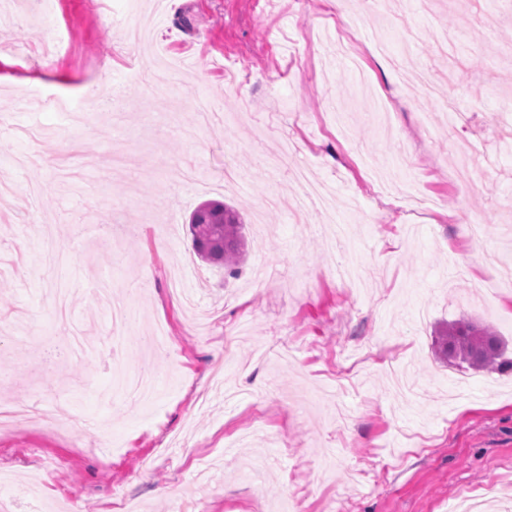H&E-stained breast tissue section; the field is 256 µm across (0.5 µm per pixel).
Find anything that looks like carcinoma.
I'll use <instances>...</instances> for the list:
<instances>
[{
  "instance_id": "obj_1",
  "label": "carcinoma",
  "mask_w": 512,
  "mask_h": 512,
  "mask_svg": "<svg viewBox=\"0 0 512 512\" xmlns=\"http://www.w3.org/2000/svg\"><path fill=\"white\" fill-rule=\"evenodd\" d=\"M190 225L199 257L224 268L229 276L237 275L245 253L238 214L221 202H206L193 211ZM441 345L444 355L454 359V366L512 372V359L504 357L499 340L487 328L463 321L453 323L443 331Z\"/></svg>"
}]
</instances>
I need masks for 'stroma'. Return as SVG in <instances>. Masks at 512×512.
<instances>
[{
    "mask_svg": "<svg viewBox=\"0 0 512 512\" xmlns=\"http://www.w3.org/2000/svg\"><path fill=\"white\" fill-rule=\"evenodd\" d=\"M510 29L512 0H295L275 23L263 0H0V395L97 424L75 444L32 419L0 435L13 512H39L23 486L46 469L62 512L122 494L278 512L299 487L306 512H448L490 486L512 512V373L433 345L463 319L512 347V288H472L512 250ZM159 48L191 51L182 79L222 121L146 82ZM450 104L478 148L466 195ZM285 146L330 214L295 210L291 172L265 166ZM32 150L55 165L18 166ZM207 200L243 214L238 278L194 252ZM329 223L347 230L333 251ZM102 282L136 325L113 333ZM224 357L230 399L208 387ZM144 367L158 385L136 401L124 378ZM255 405L270 427L251 439Z\"/></svg>",
    "mask_w": 512,
    "mask_h": 512,
    "instance_id": "1",
    "label": "stroma"
}]
</instances>
